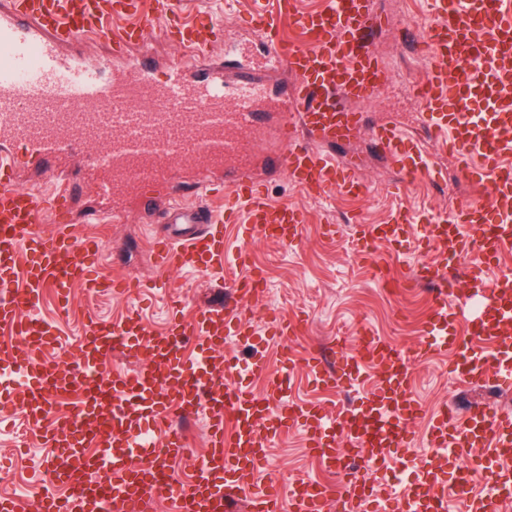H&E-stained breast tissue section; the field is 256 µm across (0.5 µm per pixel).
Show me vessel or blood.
<instances>
[{
    "label": "vessel or blood",
    "mask_w": 512,
    "mask_h": 512,
    "mask_svg": "<svg viewBox=\"0 0 512 512\" xmlns=\"http://www.w3.org/2000/svg\"><path fill=\"white\" fill-rule=\"evenodd\" d=\"M504 0H431L437 23L426 32L407 27L419 41L427 67L409 91L423 101V118L435 152L453 154L464 177L490 185L491 201L470 199L412 224L400 213L380 224H358L352 243L361 254L373 244L393 247L415 237L428 257L419 275L432 287L429 314L416 353L426 359L452 355V379L480 386L512 381V275L497 274L512 254V9ZM273 12L256 11L259 38L269 68L294 75L289 94L278 99L280 150L273 165L310 197L363 196L368 185L355 161L338 162L327 150L350 140L361 116L348 102L375 98L395 75L375 48L384 21L371 0H328L323 11H300L297 0H276ZM157 0L153 11L141 0H8L0 6V328L27 343L0 357V377L24 375L22 385L0 386V403L18 404L29 427L57 448L49 472L64 495L40 499L38 512H126L130 503L162 499L171 512H228L232 493L244 494L249 512H327L333 496L322 482L295 481L288 494L254 478L274 441L291 429L305 435L319 466L336 469L342 445L364 456L371 470L384 469L395 449L408 447V420L423 416L414 397L409 358L393 341L363 330L355 349L335 339L329 356L298 354L292 343L304 330L299 317L275 315L262 344L282 343L279 365L255 355L240 366L224 341L246 335L250 324L236 307L177 310L162 334L151 332L137 309L106 322L91 316L73 352L59 361L31 364L29 350L57 348L54 326L36 317L46 291L61 313L70 310V290L134 298L120 276L102 274L101 238L75 239L66 230L44 233L48 216L67 221L75 199L85 194L110 203L113 218L130 197L159 191L172 198L157 221L175 234L153 239L154 263L206 273L234 259L239 298L254 295L263 273L254 260V234L282 244L302 241L308 222L296 204L265 196L253 177L250 132L264 123L268 91L258 72L238 65L234 81L215 66L194 74L171 63L156 83L148 50L158 15L176 9ZM304 33L289 41L282 25ZM213 27L181 22L173 43L189 55L213 49ZM107 40L112 58L91 62L69 52L86 37ZM484 93L482 111L464 105L472 90ZM375 147L390 161L395 190L431 176L418 143L390 122L371 132ZM23 148L50 195L21 187L15 150ZM67 158L73 179L57 175ZM200 164L197 181L181 185L173 173ZM223 171V183L208 178ZM213 191L224 199V218L185 204L187 195ZM238 225L242 242L228 250L224 227ZM194 356H186L187 344ZM120 353L136 367L108 373L107 358ZM305 366L313 384L334 390L359 382L373 370L371 390L347 409L287 402L289 375ZM245 370L262 378L261 392L227 382ZM209 418L207 450L195 457L176 426L177 418L199 412ZM428 442L419 466L422 485L396 499V512H448V488L464 492L466 512H512V415L472 406H448L428 417ZM460 461L448 483L445 458ZM173 459L189 460L190 485L168 472ZM484 490L468 493L473 473ZM355 512H381L383 499L366 475L344 484Z\"/></svg>",
    "instance_id": "obj_1"
}]
</instances>
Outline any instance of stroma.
I'll return each instance as SVG.
<instances>
[{
    "instance_id": "obj_1",
    "label": "stroma",
    "mask_w": 512,
    "mask_h": 512,
    "mask_svg": "<svg viewBox=\"0 0 512 512\" xmlns=\"http://www.w3.org/2000/svg\"><path fill=\"white\" fill-rule=\"evenodd\" d=\"M190 2L192 16L206 24L222 18L225 29L243 45L250 60L262 59L265 49L251 21L253 0ZM376 46L398 78L380 98L358 100L356 108L365 126L397 117L412 127L417 139L426 140L421 122L423 107L412 98L405 82L406 76L420 73V60L406 46L399 31L386 27L377 31ZM251 140L263 161L258 176L269 196L303 207L309 220L299 244L288 246L258 237L251 241L255 260L265 270L267 280L266 288L243 305L251 315L256 334H264L267 312L273 309L285 316L297 314L304 319V333L299 342L307 348H325L336 338L344 339L346 347H355L356 333L365 327L392 340L406 355L412 356L422 339L428 314L424 295L418 291L403 297L391 295L382 285L373 260L358 253L348 237L349 225L381 222L397 203L386 192L396 174L375 149L371 138L363 134L335 150L339 156L356 151L365 158L362 171L372 186L371 194L358 200L340 197L327 203L309 200L281 172L266 166V158L276 153L279 146L264 130H254ZM472 188V183L460 178L454 163H440L436 166L435 182L409 187L400 203L410 208L438 210L451 206L458 197L470 195ZM99 206L96 198L78 197L74 207L76 222L69 230L80 238L96 234L104 239V272L119 270L126 280L136 283L153 279L167 281V291L155 294L144 291L138 298L144 321L153 333H161L165 327L169 296H178L197 306L225 301V274L198 276L178 269L162 270L154 265L151 240L164 227L151 223L150 205L131 198L125 204L120 223L105 220L97 224L83 223L84 213ZM329 225L334 228L330 234L325 231ZM71 297L73 309L68 316H58L55 299L49 294L44 296L37 313L54 321L63 340L72 345L77 343L87 316L109 321L120 318L127 309L121 296H93L82 287L73 288ZM448 360V354L440 353L412 364L413 390L426 410H435L446 402L464 404L484 398L480 387H463L449 378ZM55 456L54 449L43 445L39 433L27 430L22 411L0 415V472L12 476L11 481L0 482V495H15L24 502H32L42 492L46 472ZM269 460L270 467L259 473L257 480L276 483L284 492L288 491L291 480L297 478L318 480L334 487L342 480L341 475L326 472L317 465L301 431L296 429L274 443Z\"/></svg>"
}]
</instances>
